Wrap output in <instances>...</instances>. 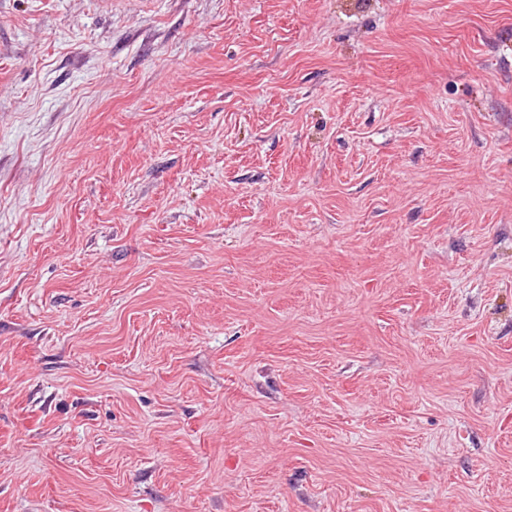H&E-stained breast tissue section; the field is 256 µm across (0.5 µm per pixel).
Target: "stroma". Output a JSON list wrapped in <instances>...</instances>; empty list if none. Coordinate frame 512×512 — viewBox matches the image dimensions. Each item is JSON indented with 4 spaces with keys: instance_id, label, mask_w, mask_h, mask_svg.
<instances>
[{
    "instance_id": "obj_1",
    "label": "stroma",
    "mask_w": 512,
    "mask_h": 512,
    "mask_svg": "<svg viewBox=\"0 0 512 512\" xmlns=\"http://www.w3.org/2000/svg\"><path fill=\"white\" fill-rule=\"evenodd\" d=\"M0 512H512V0H0Z\"/></svg>"
}]
</instances>
